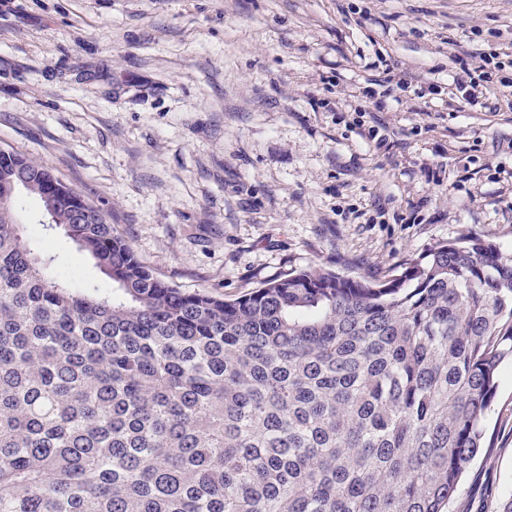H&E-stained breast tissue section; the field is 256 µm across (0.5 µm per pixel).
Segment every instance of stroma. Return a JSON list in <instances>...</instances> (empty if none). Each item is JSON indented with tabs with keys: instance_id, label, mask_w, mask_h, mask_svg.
<instances>
[{
	"instance_id": "1",
	"label": "stroma",
	"mask_w": 512,
	"mask_h": 512,
	"mask_svg": "<svg viewBox=\"0 0 512 512\" xmlns=\"http://www.w3.org/2000/svg\"><path fill=\"white\" fill-rule=\"evenodd\" d=\"M512 0H0V149L51 168L169 283L234 298L310 263L372 280L442 241L512 253V110L451 111ZM411 83L361 136L362 90ZM450 512L512 498V362Z\"/></svg>"
}]
</instances>
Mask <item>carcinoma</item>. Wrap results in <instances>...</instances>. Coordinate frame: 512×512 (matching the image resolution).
Wrapping results in <instances>:
<instances>
[{
  "label": "carcinoma",
  "mask_w": 512,
  "mask_h": 512,
  "mask_svg": "<svg viewBox=\"0 0 512 512\" xmlns=\"http://www.w3.org/2000/svg\"><path fill=\"white\" fill-rule=\"evenodd\" d=\"M20 182L111 288L58 272ZM508 357L512 254L479 237L226 300L0 150V512H448Z\"/></svg>",
  "instance_id": "cac0c4a2"
}]
</instances>
